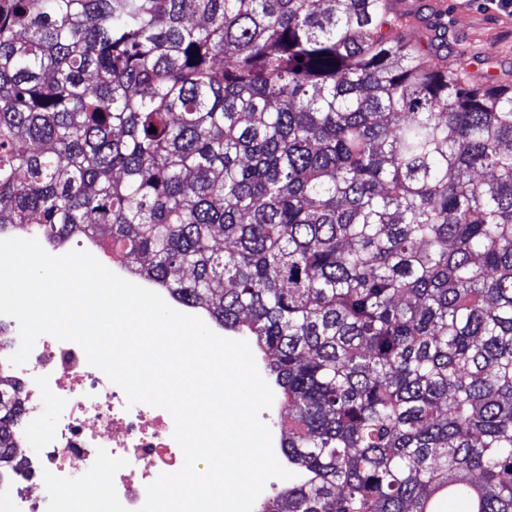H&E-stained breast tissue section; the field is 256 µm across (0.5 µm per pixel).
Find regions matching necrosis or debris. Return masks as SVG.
I'll return each instance as SVG.
<instances>
[{
    "label": "necrosis or debris",
    "instance_id": "4bbe7bcc",
    "mask_svg": "<svg viewBox=\"0 0 512 512\" xmlns=\"http://www.w3.org/2000/svg\"><path fill=\"white\" fill-rule=\"evenodd\" d=\"M18 343L17 321L0 315V375L20 389L22 432L39 423L44 400L54 401L56 413L37 451L26 452V469L0 479V500L10 512H67L65 498L37 494L44 475L80 493L83 473L104 460L108 468L98 493L109 499L111 512H138L147 485L184 463L171 414L129 405L125 392L91 366L74 342L41 336L26 364L15 367L8 358Z\"/></svg>",
    "mask_w": 512,
    "mask_h": 512
}]
</instances>
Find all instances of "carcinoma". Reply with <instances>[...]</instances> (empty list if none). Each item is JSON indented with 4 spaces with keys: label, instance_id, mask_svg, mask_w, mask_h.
I'll return each mask as SVG.
<instances>
[{
    "label": "carcinoma",
    "instance_id": "1",
    "mask_svg": "<svg viewBox=\"0 0 512 512\" xmlns=\"http://www.w3.org/2000/svg\"><path fill=\"white\" fill-rule=\"evenodd\" d=\"M401 3L0 0V226L269 352L260 512H512V82ZM24 232L27 238H36L42 247L50 254H53L59 250H62L65 248L66 244L72 239H66V240H59L57 238H52L48 236H44L34 224H25L24 226ZM21 230L16 231L15 238H24L26 239V236Z\"/></svg>",
    "mask_w": 512,
    "mask_h": 512
}]
</instances>
